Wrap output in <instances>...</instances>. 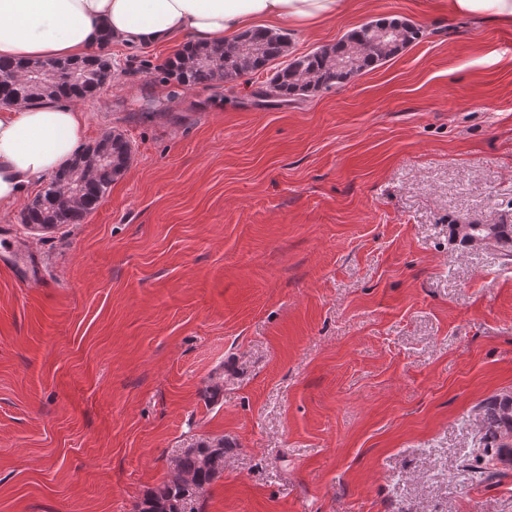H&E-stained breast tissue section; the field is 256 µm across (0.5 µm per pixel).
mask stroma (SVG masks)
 <instances>
[{"mask_svg": "<svg viewBox=\"0 0 512 512\" xmlns=\"http://www.w3.org/2000/svg\"><path fill=\"white\" fill-rule=\"evenodd\" d=\"M432 3L279 23L296 55L425 31L298 104H255L263 71L165 82L175 43L96 47L115 75L85 142L121 133L129 166L82 223L0 216L45 275L0 269V512H135L202 440L224 471L189 512H512L486 428L512 259L450 233L512 224V27Z\"/></svg>", "mask_w": 512, "mask_h": 512, "instance_id": "1", "label": "stroma"}]
</instances>
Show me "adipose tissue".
I'll return each mask as SVG.
<instances>
[{"instance_id":"ef3b65f1","label":"adipose tissue","mask_w":512,"mask_h":512,"mask_svg":"<svg viewBox=\"0 0 512 512\" xmlns=\"http://www.w3.org/2000/svg\"><path fill=\"white\" fill-rule=\"evenodd\" d=\"M344 0H0V59L79 60L101 31L130 48L161 46L177 36L221 44L254 23L312 27L333 18ZM439 13L482 16L512 25V0H437ZM89 113L46 100L0 111V213L78 153Z\"/></svg>"}]
</instances>
